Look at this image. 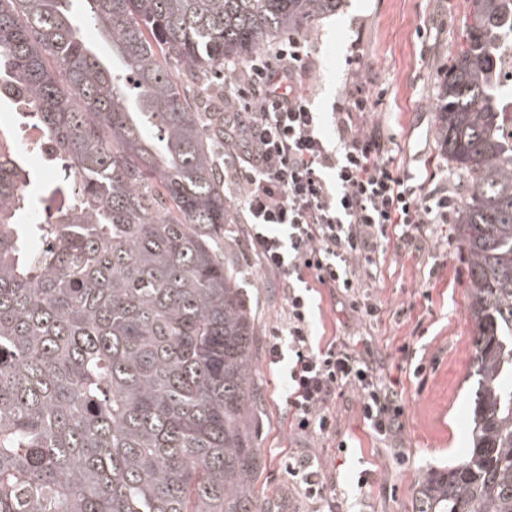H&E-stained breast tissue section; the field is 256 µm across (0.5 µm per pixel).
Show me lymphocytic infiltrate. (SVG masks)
<instances>
[{
  "label": "lymphocytic infiltrate",
  "mask_w": 512,
  "mask_h": 512,
  "mask_svg": "<svg viewBox=\"0 0 512 512\" xmlns=\"http://www.w3.org/2000/svg\"><path fill=\"white\" fill-rule=\"evenodd\" d=\"M350 64L351 79L326 118L313 109V59L300 38L288 36L242 66L225 62L233 90L224 99V179L249 249L265 271L284 278L288 319L272 329L268 354L284 374L293 430L339 437L336 399L353 389L364 424L393 441L405 417L395 380L345 337L317 341L313 292L338 293L356 317L376 318L370 286L381 255L417 246L447 223L448 192L401 173L380 127L367 120L378 101L361 78L362 54ZM284 467L313 512H348L319 459L294 455Z\"/></svg>",
  "instance_id": "f902f5d3"
}]
</instances>
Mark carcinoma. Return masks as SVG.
I'll return each instance as SVG.
<instances>
[{
  "mask_svg": "<svg viewBox=\"0 0 512 512\" xmlns=\"http://www.w3.org/2000/svg\"><path fill=\"white\" fill-rule=\"evenodd\" d=\"M70 2L0 0V95L27 100L71 191L24 223L40 192L0 141V512H258L259 338L214 246L224 113L203 125L180 88L338 0H83L80 20ZM458 28L438 121L465 186L478 389L467 455L422 477L414 512H512V0H468Z\"/></svg>",
  "mask_w": 512,
  "mask_h": 512,
  "instance_id": "1",
  "label": "carcinoma"
}]
</instances>
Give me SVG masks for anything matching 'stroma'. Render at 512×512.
<instances>
[{
  "mask_svg": "<svg viewBox=\"0 0 512 512\" xmlns=\"http://www.w3.org/2000/svg\"><path fill=\"white\" fill-rule=\"evenodd\" d=\"M466 0H340L335 12L301 32L314 61L309 83L315 106L331 111L350 73L349 56L360 48L370 68L371 93L383 100L371 116L411 173L448 185V217L435 226L421 249L386 252L373 292L381 307L377 320L349 321L351 340L384 362L406 408L402 446L410 457L402 468L364 426L360 402L349 390L336 400V415L348 446L337 441L299 440L282 394V376L268 360L271 329L287 311L278 276L262 271L238 224L229 223L216 241L226 266L244 271L242 286L252 302L260 346L256 373L263 394L257 446L263 468L255 484L261 512H305L288 484L283 461L289 453H311L326 463L352 512H413L414 487L430 469L462 459L471 442L474 385L467 263L455 235L461 188L448 176L440 148L438 86L448 52L459 37L458 18ZM425 371L413 376L416 364ZM370 470L364 487L358 471Z\"/></svg>",
  "mask_w": 512,
  "mask_h": 512,
  "instance_id": "obj_1",
  "label": "stroma"
}]
</instances>
